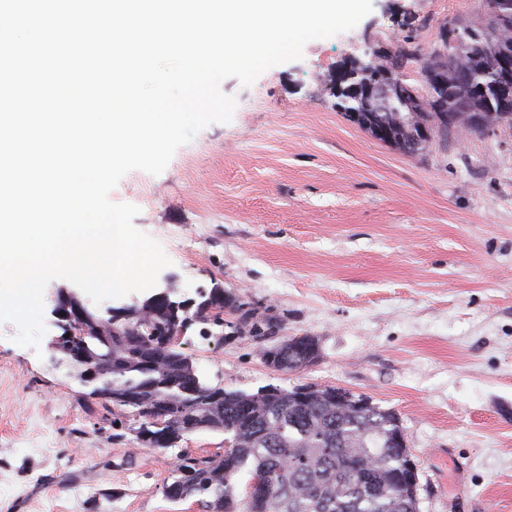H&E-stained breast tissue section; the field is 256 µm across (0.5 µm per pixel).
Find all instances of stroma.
I'll return each mask as SVG.
<instances>
[{"label":"stroma","instance_id":"35a3bbf8","mask_svg":"<svg viewBox=\"0 0 512 512\" xmlns=\"http://www.w3.org/2000/svg\"><path fill=\"white\" fill-rule=\"evenodd\" d=\"M353 29L309 41L301 59L222 91L237 106L180 146L165 170L127 173L111 193L171 260L178 299L221 287L249 323L192 322L179 338L213 386H336L397 413L419 474L420 512H512V125L434 136L406 154L374 140L329 91L353 58L411 38L442 46L479 0H372ZM273 321L267 336L255 330ZM0 322V512H202L168 499L177 457L223 455L201 431L155 451L131 413L88 398ZM319 343L298 372L263 351Z\"/></svg>","mask_w":512,"mask_h":512}]
</instances>
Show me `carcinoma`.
Wrapping results in <instances>:
<instances>
[{
  "label": "carcinoma",
  "mask_w": 512,
  "mask_h": 512,
  "mask_svg": "<svg viewBox=\"0 0 512 512\" xmlns=\"http://www.w3.org/2000/svg\"><path fill=\"white\" fill-rule=\"evenodd\" d=\"M497 35L484 22L460 25L453 41L428 63L445 70L448 99H465L469 111L452 113L447 124L435 112H417L416 125L433 130L472 131L471 118L487 109L479 88L491 90L500 39L512 41V11L499 17ZM408 40L387 51L399 70L416 59ZM463 54L469 83H455L457 54ZM183 353L127 342L112 347V387L135 391L141 404L133 414L179 402L178 423L201 430L223 429L236 448L214 465L210 457L184 455L179 468L195 475L190 496L204 512H408L405 490L391 477L399 460L390 446L398 415L377 405L363 411L325 400H300L290 389L259 399L224 392L211 401L213 387L181 373ZM262 476L253 493L241 495L237 476Z\"/></svg>",
  "instance_id": "cac0c4a2"
}]
</instances>
